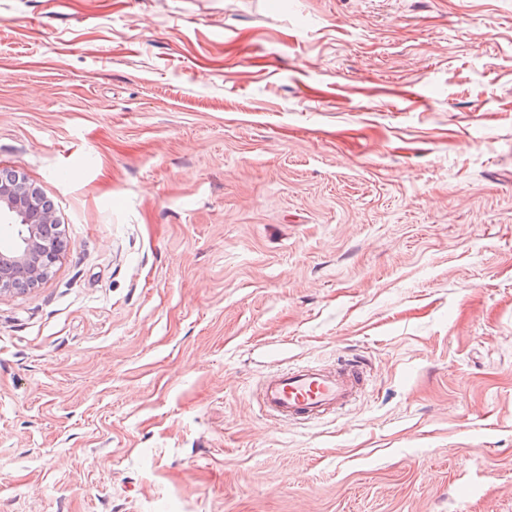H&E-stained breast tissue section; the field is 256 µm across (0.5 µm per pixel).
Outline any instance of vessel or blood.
Segmentation results:
<instances>
[{
    "mask_svg": "<svg viewBox=\"0 0 512 512\" xmlns=\"http://www.w3.org/2000/svg\"><path fill=\"white\" fill-rule=\"evenodd\" d=\"M366 365L344 359L336 370L327 371L308 363L268 376L261 386L265 413L286 422H305L344 410L365 391Z\"/></svg>",
    "mask_w": 512,
    "mask_h": 512,
    "instance_id": "b4317fda",
    "label": "vessel or blood"
}]
</instances>
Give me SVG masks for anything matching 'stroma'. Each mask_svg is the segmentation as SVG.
Masks as SVG:
<instances>
[{"mask_svg":"<svg viewBox=\"0 0 512 512\" xmlns=\"http://www.w3.org/2000/svg\"><path fill=\"white\" fill-rule=\"evenodd\" d=\"M1 170L0 512H512V0H0ZM20 218L9 224L18 233L12 250L0 251V295L37 288L51 275L64 250L52 233L55 215L45 206L40 190L17 174L0 176V218ZM366 364L345 358L335 371L308 363L268 376L261 386L265 413L286 422L320 419L344 410L365 391Z\"/></svg>","mask_w":512,"mask_h":512,"instance_id":"obj_1","label":"stroma"}]
</instances>
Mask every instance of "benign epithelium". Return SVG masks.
Segmentation results:
<instances>
[{"mask_svg": "<svg viewBox=\"0 0 512 512\" xmlns=\"http://www.w3.org/2000/svg\"><path fill=\"white\" fill-rule=\"evenodd\" d=\"M20 218L11 225L18 233L15 248L0 251V295L37 288L51 275L64 250L52 233L53 211L40 190L17 174L0 177V218Z\"/></svg>", "mask_w": 512, "mask_h": 512, "instance_id": "obj_1", "label": "benign epithelium"}]
</instances>
